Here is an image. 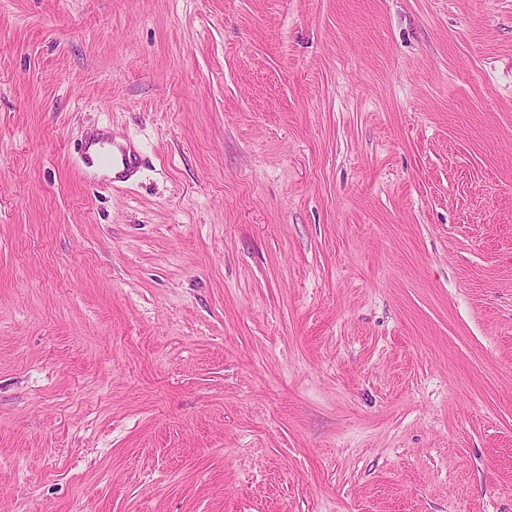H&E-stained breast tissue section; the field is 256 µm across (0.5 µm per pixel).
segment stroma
I'll return each mask as SVG.
<instances>
[{"label": "stroma", "instance_id": "obj_1", "mask_svg": "<svg viewBox=\"0 0 512 512\" xmlns=\"http://www.w3.org/2000/svg\"><path fill=\"white\" fill-rule=\"evenodd\" d=\"M0 512H512V0H0ZM115 149L116 152H112V156L107 152H101L99 154V161L103 167L112 166V168H114L121 166V169L116 171L114 176L108 179L110 183L123 178L137 163V155L131 145L118 144L115 146Z\"/></svg>", "mask_w": 512, "mask_h": 512}]
</instances>
